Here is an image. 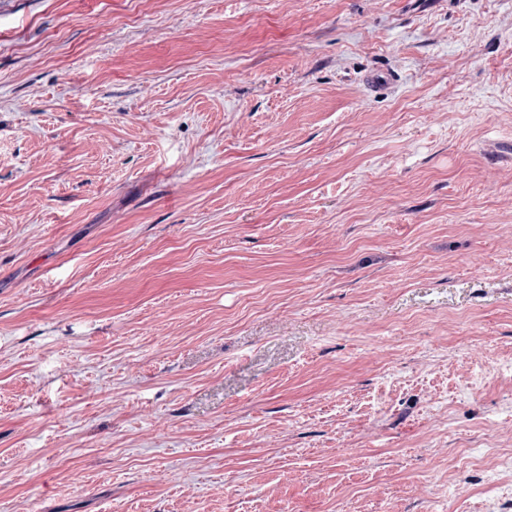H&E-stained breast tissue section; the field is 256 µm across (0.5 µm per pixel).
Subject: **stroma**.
Masks as SVG:
<instances>
[{
	"label": "stroma",
	"mask_w": 512,
	"mask_h": 512,
	"mask_svg": "<svg viewBox=\"0 0 512 512\" xmlns=\"http://www.w3.org/2000/svg\"><path fill=\"white\" fill-rule=\"evenodd\" d=\"M0 512H512V0H0Z\"/></svg>",
	"instance_id": "1"
}]
</instances>
